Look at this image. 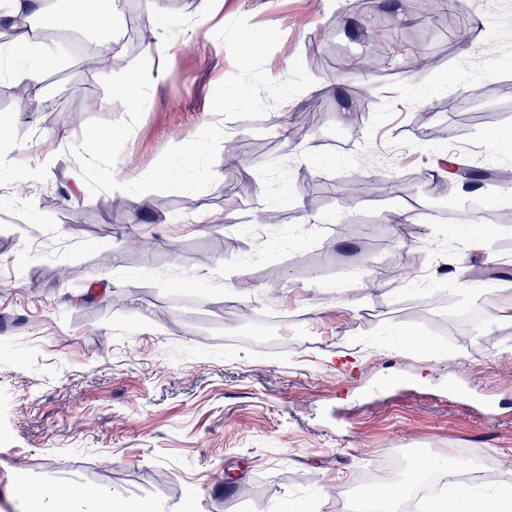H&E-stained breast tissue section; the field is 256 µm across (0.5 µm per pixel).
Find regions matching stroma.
I'll use <instances>...</instances> for the list:
<instances>
[{"label": "stroma", "mask_w": 512, "mask_h": 512, "mask_svg": "<svg viewBox=\"0 0 512 512\" xmlns=\"http://www.w3.org/2000/svg\"><path fill=\"white\" fill-rule=\"evenodd\" d=\"M154 8L160 55L132 0L106 7L130 31L110 66L36 38L50 61L39 108L0 71L14 157L0 171V512H22L23 478L60 512L74 487L168 512L187 495L197 512H341L395 446L487 461L480 489L449 486L472 503L512 490V0ZM375 50L385 73L364 69ZM416 51L439 64L411 78ZM154 67L134 91L146 109L120 101ZM87 92L102 108L83 111ZM423 113L447 142L424 137ZM233 141L242 166L228 170ZM428 157L497 177L464 194ZM361 179L385 194L345 205ZM470 202L473 229L459 220ZM243 306L273 343L234 333Z\"/></svg>", "instance_id": "stroma-1"}]
</instances>
